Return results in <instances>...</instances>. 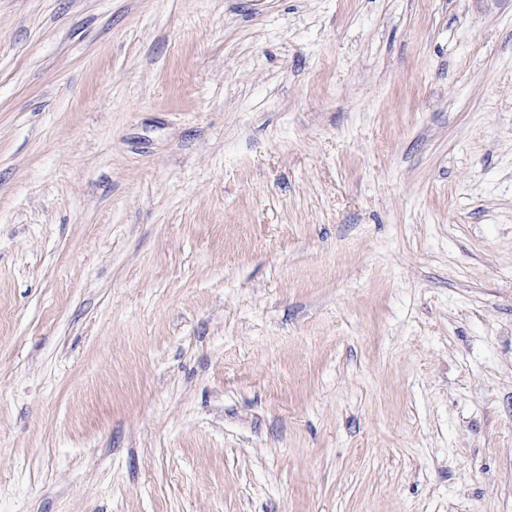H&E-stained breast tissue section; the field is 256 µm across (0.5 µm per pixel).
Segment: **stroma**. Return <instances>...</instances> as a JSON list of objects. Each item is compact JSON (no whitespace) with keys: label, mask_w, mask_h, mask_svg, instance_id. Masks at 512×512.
Here are the masks:
<instances>
[{"label":"stroma","mask_w":512,"mask_h":512,"mask_svg":"<svg viewBox=\"0 0 512 512\" xmlns=\"http://www.w3.org/2000/svg\"><path fill=\"white\" fill-rule=\"evenodd\" d=\"M0 512H512V0H0Z\"/></svg>","instance_id":"obj_1"}]
</instances>
